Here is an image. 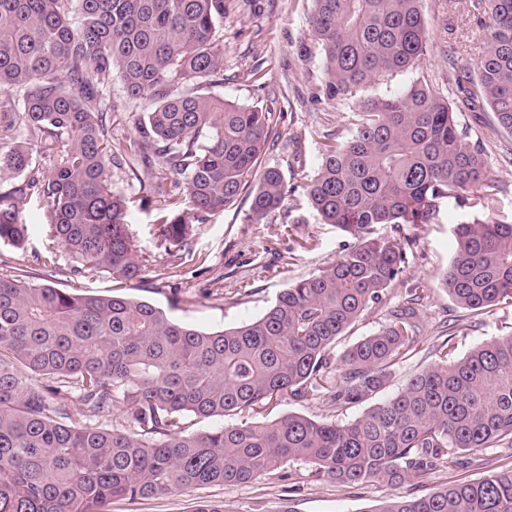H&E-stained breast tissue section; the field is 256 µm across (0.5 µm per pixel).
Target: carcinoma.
I'll return each mask as SVG.
<instances>
[{"mask_svg": "<svg viewBox=\"0 0 512 512\" xmlns=\"http://www.w3.org/2000/svg\"><path fill=\"white\" fill-rule=\"evenodd\" d=\"M312 2L324 74L315 97L359 112L349 138L321 143L303 190L324 223L356 242L259 318L201 331L123 294L71 293L53 277L60 248L86 279L133 282L149 265L128 231L127 202L112 191L115 164L138 158L184 178L180 195L152 199L160 236L180 251L188 225L245 193L256 220L284 202V174L260 168L271 113L204 93L224 80V0H0V244L23 247L20 204L34 195L47 203L51 242L40 277H0V512H110L116 499L245 484L298 461L330 482L391 490L371 512H512V466L428 496L397 493L464 452L512 447V329L462 357L442 342L435 362L371 403L419 353L417 309L429 295L419 279L393 303L416 238L371 228L432 224L450 201L469 208L441 285L482 317L512 307V221L499 218L500 185L427 85L360 95L418 66L422 0ZM485 13L482 54L457 91L486 101L512 133V0H486ZM115 73L148 105L124 141L108 138L103 121ZM16 88L25 89L20 110ZM21 126L30 140L15 141ZM61 141L65 150L40 169L34 155ZM372 307L386 309V324L332 360ZM285 396L367 408L346 422L252 418ZM116 403L125 423L99 424ZM190 416L226 423L190 432Z\"/></svg>", "mask_w": 512, "mask_h": 512, "instance_id": "1", "label": "carcinoma"}]
</instances>
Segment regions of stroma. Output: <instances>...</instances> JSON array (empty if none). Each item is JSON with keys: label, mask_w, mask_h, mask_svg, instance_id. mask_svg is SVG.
Segmentation results:
<instances>
[{"label": "stroma", "mask_w": 512, "mask_h": 512, "mask_svg": "<svg viewBox=\"0 0 512 512\" xmlns=\"http://www.w3.org/2000/svg\"><path fill=\"white\" fill-rule=\"evenodd\" d=\"M224 14V80L209 86L210 95L253 105L272 115L275 137L267 144L261 164L279 168L294 195L262 221L251 217L250 200L242 197L206 223L193 225L188 241L191 256L174 263L163 244L157 212L143 203L157 182L174 184L176 177L158 167L137 163L112 169V188L128 201L129 231L151 262L141 280L117 286L109 274L82 279L72 273L66 253L58 255L55 285L70 292L109 295L122 291L162 308L174 321L205 331L238 326L260 317L290 283L309 277L332 262L354 238L326 224L310 208L300 187L315 171L324 135L347 138L354 129L352 104L317 100L313 91L323 78L319 51L310 35L312 0H227ZM427 51L419 66L390 83L367 88L370 96L389 95L422 81L447 100L470 144L482 147L490 177L502 191L498 207L512 217V134L495 131L496 120L486 102L466 104L456 90L449 57L476 62L480 54L481 0H424ZM108 131L113 139L135 134L143 111L127 99L120 77H113L109 95ZM23 215L29 236L23 248L0 245V277L38 272L36 257L48 244L43 226L48 209L38 197L28 198ZM468 209L448 204L435 223L405 224L401 233L418 244L410 267L412 277L427 281L431 292L419 310L423 328L417 354L396 368L377 400L393 397L408 376L428 365L426 348L451 340L457 355L512 326V308L471 318L440 284L456 242L455 224L469 219ZM504 448L463 455L459 467L437 471L404 484V495L431 494L459 480L490 474ZM386 489L369 482L346 487L315 476L311 466L294 463L254 482L214 486L201 492L173 493L159 498L116 500L112 512H192L197 497L221 502L224 512H368Z\"/></svg>", "instance_id": "obj_1"}]
</instances>
